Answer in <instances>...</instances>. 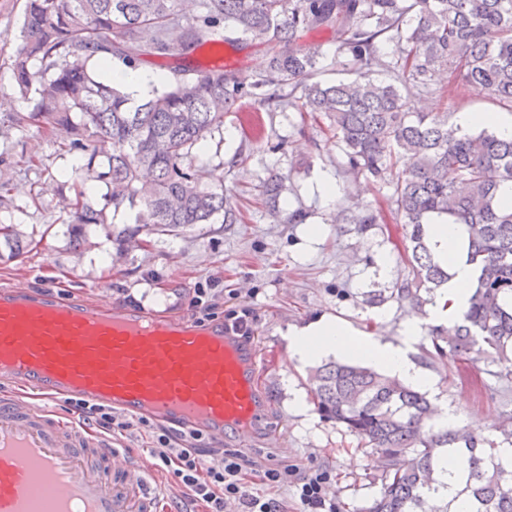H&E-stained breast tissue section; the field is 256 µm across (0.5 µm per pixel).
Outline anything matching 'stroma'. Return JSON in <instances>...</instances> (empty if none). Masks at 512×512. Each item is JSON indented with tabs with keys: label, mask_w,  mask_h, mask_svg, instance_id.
<instances>
[{
	"label": "stroma",
	"mask_w": 512,
	"mask_h": 512,
	"mask_svg": "<svg viewBox=\"0 0 512 512\" xmlns=\"http://www.w3.org/2000/svg\"><path fill=\"white\" fill-rule=\"evenodd\" d=\"M25 2L0 0V96L11 97L15 112L30 109L27 101L12 96L13 54ZM269 55L267 46L239 38L196 51L190 63L234 71L248 84L264 70ZM427 101L452 116L472 111L512 118V109L473 92L446 91ZM224 129V141L209 140L206 152L223 157L224 190L240 209L242 223L210 224L181 238L154 237L116 264L110 261V242L99 240L80 254L62 233L58 192L77 180L71 157L58 152L62 133L15 130L0 138V170L11 179V203L0 208V224L20 225L31 241L22 256L0 257V288L21 279L32 289L49 287L64 296L76 290L129 296L173 318L192 316L190 300L201 284L221 289L228 307L251 303L260 341L262 417L246 436L225 435L224 447L261 462L272 456L288 459L303 475L329 470L328 496L336 512H368L381 489L373 452L345 427L320 416L308 381L311 366L290 356L286 333L325 315L379 341L401 343L402 324L414 310L391 291L409 270L406 227L391 214L389 185L345 174L339 142L324 124L297 112L263 111L251 127L232 112L224 118ZM33 154L40 157L39 166H28ZM274 171L289 175L288 206L305 210V223H283L259 203V187ZM325 175L338 188L331 202L317 190ZM357 201L382 215L363 234L356 225L330 218L334 210L351 212ZM313 225L322 226L319 236H310ZM432 329L425 324L411 350L433 383L431 403L454 414L459 425L497 440V432L479 422L512 416V381L461 362L429 358Z\"/></svg>",
	"instance_id": "obj_1"
}]
</instances>
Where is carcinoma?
Returning <instances> with one entry per match:
<instances>
[{
    "label": "carcinoma",
    "mask_w": 512,
    "mask_h": 512,
    "mask_svg": "<svg viewBox=\"0 0 512 512\" xmlns=\"http://www.w3.org/2000/svg\"><path fill=\"white\" fill-rule=\"evenodd\" d=\"M26 0L22 42L13 60L14 93L33 101L25 115L0 118L14 130L66 129L60 150L80 178L98 183L102 202L82 187L61 195L63 235L81 246L103 235L117 244L138 236L180 237L207 224H236L224 196V161L203 159L223 133L224 113L244 96L261 105L325 117L342 144L344 170L392 188L394 219L410 228L408 276L392 294L422 308L421 292L449 279L435 257L429 225L462 228L467 261L478 272L467 306L448 329L432 332V357L487 363L512 379V138L461 132L448 113L418 99L460 84L512 108V0ZM228 27L270 47L267 69L245 86L222 69L174 71L140 104L102 81L92 60L136 67L146 56L185 61ZM334 27L350 78L317 80L324 55L297 45L300 34ZM266 204L287 200L288 174L262 183ZM137 210L134 224L118 217ZM381 216L352 212L365 233ZM0 241L19 250L18 225L0 224ZM310 382L317 411L363 440L381 463V491L369 512H445L434 473L447 450L462 456L470 512H512V460L467 430L429 425L426 395L361 364L329 361Z\"/></svg>",
    "instance_id": "obj_1"
}]
</instances>
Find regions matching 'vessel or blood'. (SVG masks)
Returning a JSON list of instances; mask_svg holds the SVG:
<instances>
[{
    "mask_svg": "<svg viewBox=\"0 0 512 512\" xmlns=\"http://www.w3.org/2000/svg\"><path fill=\"white\" fill-rule=\"evenodd\" d=\"M255 340L220 323L144 313L112 299L0 289V512H161L149 457L45 408L60 397L130 418L247 434L262 396Z\"/></svg>",
    "mask_w": 512,
    "mask_h": 512,
    "instance_id": "b4317fda",
    "label": "vessel or blood"
}]
</instances>
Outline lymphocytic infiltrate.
<instances>
[{"instance_id":"1","label":"lymphocytic infiltrate","mask_w":512,"mask_h":512,"mask_svg":"<svg viewBox=\"0 0 512 512\" xmlns=\"http://www.w3.org/2000/svg\"><path fill=\"white\" fill-rule=\"evenodd\" d=\"M140 425L152 440V457L169 469L182 496L202 512H225L231 503L241 512H288L276 498L249 493L248 479L255 474L268 488L294 487L302 512H336L327 493L329 471L302 476L284 461L261 465L236 449L200 447L195 431L174 433L145 419Z\"/></svg>"}]
</instances>
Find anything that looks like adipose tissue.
Returning <instances> with one entry per match:
<instances>
[{"mask_svg":"<svg viewBox=\"0 0 512 512\" xmlns=\"http://www.w3.org/2000/svg\"><path fill=\"white\" fill-rule=\"evenodd\" d=\"M429 237L440 260L450 263L449 279L443 288L446 304L433 310L428 320L407 319L402 328L404 344L384 343L341 322L321 318L305 327L289 330L288 347L293 357L311 362L329 353L355 355L398 379L421 388L429 387V378L410 357L406 344L420 336L424 322L444 323L463 310L477 279L474 266L467 262L463 252L462 232L458 225H431Z\"/></svg>","mask_w":512,"mask_h":512,"instance_id":"1","label":"adipose tissue"}]
</instances>
